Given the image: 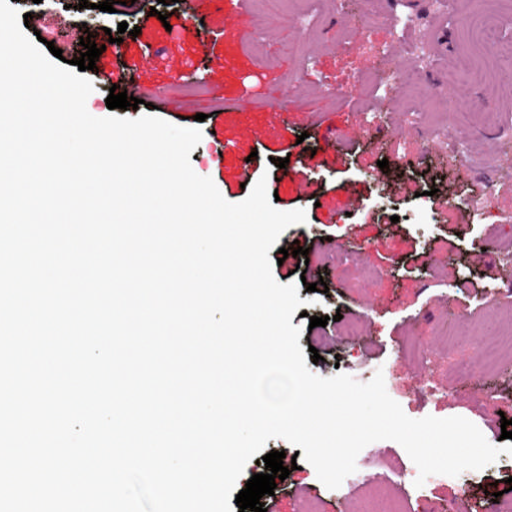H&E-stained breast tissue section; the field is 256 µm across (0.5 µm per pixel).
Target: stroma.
<instances>
[{
    "label": "stroma",
    "mask_w": 512,
    "mask_h": 512,
    "mask_svg": "<svg viewBox=\"0 0 512 512\" xmlns=\"http://www.w3.org/2000/svg\"><path fill=\"white\" fill-rule=\"evenodd\" d=\"M47 24L80 56L81 28L104 50L102 69L87 71L86 101L95 117L152 114L179 127H200L193 170L211 178L225 200H245L258 180L277 192L281 211L304 210L305 223L286 229L268 256L274 279L297 284L305 315H293L301 348L321 357L311 370L342 372L361 382L382 373L386 390L413 419L461 416L490 443L512 420V355L488 365L471 338L512 328V310L490 300L499 271L512 265V62L490 55L476 40V23L500 19L501 42L512 41V0H244L250 29L226 23L213 0H130L117 12L55 0L42 11L33 0H8ZM139 27L119 48L149 60L135 73L143 105L108 109L117 46L108 33L119 23ZM423 62L419 81L438 87L432 121L420 101H406L401 86L367 82L383 54ZM461 74L448 86L447 73ZM457 102L458 111L448 109ZM288 109L291 128L279 113ZM204 122H195L196 114ZM364 127L358 142L341 145L330 127ZM461 151L457 165L446 159ZM249 160L240 179L236 157ZM287 159L276 167V159ZM386 170H378L380 160ZM355 197L351 213H329L336 200ZM486 209L475 210L472 199ZM306 248L293 256L294 247ZM289 250L280 258V250ZM326 282V290L300 288ZM327 318L311 327V317ZM358 324L349 335L346 324ZM469 366L460 375L458 361ZM266 450L285 452L297 468L278 482L264 504L282 512H434L455 500L458 512H485L495 481L512 477V454L489 466L425 485L423 499H408L407 476L416 466L397 442L366 446L356 460L359 482L329 489L296 448L282 439Z\"/></svg>",
    "instance_id": "35a3bbf8"
}]
</instances>
